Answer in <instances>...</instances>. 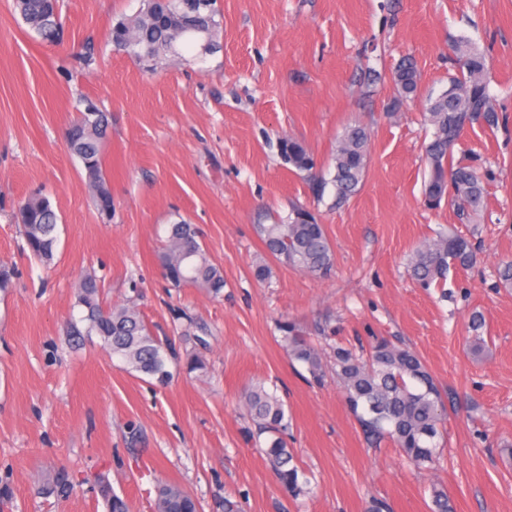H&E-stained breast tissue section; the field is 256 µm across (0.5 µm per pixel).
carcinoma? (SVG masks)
<instances>
[{"label": "carcinoma", "instance_id": "carcinoma-1", "mask_svg": "<svg viewBox=\"0 0 512 512\" xmlns=\"http://www.w3.org/2000/svg\"><path fill=\"white\" fill-rule=\"evenodd\" d=\"M217 0H142L138 13L118 20L111 40L127 45L136 61L153 55L155 62L184 58L196 48L210 51L219 47L223 32ZM24 24L48 44H60L64 29L59 0H14ZM457 72L448 86L429 98L425 120L433 128L425 146L428 179L425 202L437 206L448 199L459 216L468 219L483 207L485 188L476 167L453 162V150L460 131L478 120L489 127L499 123L487 74L489 58L469 39L454 41ZM398 92L393 107L418 96L420 74L415 62L403 59L392 75ZM89 97L76 103L77 117L67 132V145L86 171L94 208L102 217L112 218V191L103 167L104 144L109 118L102 111L86 112ZM369 130L360 124L345 127L337 141L334 174L327 179L316 173L313 156L306 146L291 137L279 138L278 151L284 163L303 175L317 198L332 187L335 205L346 203L358 190L369 161ZM17 219L23 225L26 248L43 262L52 259L57 243L58 215L49 197L36 191L20 202ZM257 233L268 253L277 261L312 275H325L333 267V249L324 225L307 208L293 207L274 224L257 225ZM165 278L174 288L195 286L218 295L224 289V272L201 243L198 227L181 219L170 227L169 245L159 253ZM478 262L471 242L455 233L438 232L412 253L408 272L421 287L445 280L450 265L470 268ZM78 303L86 315L67 324V336L78 344L95 336L110 356L130 372H137L164 386L172 377V345L153 334L139 311L128 304L103 307L100 284L86 276L78 289ZM281 347L287 356L304 364L314 382L324 381L322 358L316 347L294 325L284 321ZM333 373L343 389L348 407L365 433L376 440L389 439L419 468L438 462L443 447L444 402L442 393L421 358L412 350L377 338L367 358L344 347L332 349ZM243 407L256 428L265 436L261 448L279 484L290 494L307 492L309 479L288 447L291 416L276 391L255 381L241 395ZM73 490V479L58 472L44 493L63 496ZM155 512H197L198 502L184 488L160 484L155 489Z\"/></svg>", "mask_w": 512, "mask_h": 512}]
</instances>
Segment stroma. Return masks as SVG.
<instances>
[{"label":"stroma","instance_id":"1","mask_svg":"<svg viewBox=\"0 0 512 512\" xmlns=\"http://www.w3.org/2000/svg\"><path fill=\"white\" fill-rule=\"evenodd\" d=\"M141 0H62L64 45L40 42L0 0V265L15 272L0 293V512H107L106 479L130 512H153L154 486L176 483L201 512H430L446 490L455 512H512V0H217V52L150 69L113 51L109 32ZM467 37L489 55L497 127L462 137L486 205L461 222L448 201L428 206L424 95L455 68L451 43ZM95 48L89 70L72 54ZM419 69L422 96L393 106L390 75L403 57ZM383 79L368 85V69ZM110 116L104 162L112 217L90 202L82 164L64 132L79 95ZM371 133L358 192L343 206L315 200L283 163L290 136L316 167L333 169L351 123ZM59 216L51 264L24 249L18 204L36 190ZM294 205L324 225L331 272L312 276L269 255L256 227ZM197 225L224 289L174 288L157 256L178 219ZM452 229L478 251L441 287L410 279L412 250ZM266 264V279L255 275ZM104 306L134 302L152 331L189 347L207 372H175L168 385L123 369L96 344L69 342L84 276ZM485 319L484 349L469 329ZM309 336L359 347L382 336L411 348L446 398L447 439L437 468L414 467L392 442L369 443L335 379L318 386L280 346L281 321ZM277 387L293 419L298 465L312 491L285 492L250 440L240 403L254 380ZM67 470L64 498L43 484Z\"/></svg>","mask_w":512,"mask_h":512}]
</instances>
